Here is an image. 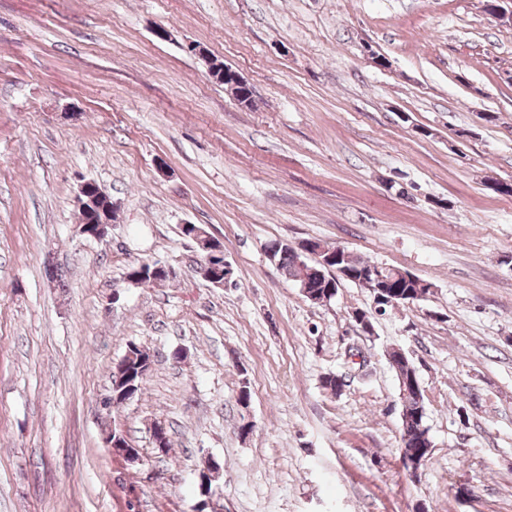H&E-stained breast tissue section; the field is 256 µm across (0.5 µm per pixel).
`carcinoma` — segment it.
I'll return each mask as SVG.
<instances>
[{"mask_svg": "<svg viewBox=\"0 0 512 512\" xmlns=\"http://www.w3.org/2000/svg\"><path fill=\"white\" fill-rule=\"evenodd\" d=\"M272 252L270 260L284 272L289 279L295 283H301L303 277L313 278L316 295L314 300L319 302L334 295L336 287V276L329 273V269L339 267L352 276V283L365 288L370 294L377 293L379 288H387L393 291V295L400 296L405 300L413 299L419 301L429 293L432 284L421 278L407 279L403 277L396 268L380 266L355 256L350 252L342 254L339 261H332L328 264L322 263L326 255L321 259L311 260L299 249L288 244L275 243L270 246ZM375 270L376 276L365 279L361 273L365 270ZM152 362L151 355L133 343L121 361V377L112 378V404L119 405L126 401L131 392L140 390L139 384L143 383L142 372L146 363ZM388 363L400 378L418 377L417 369L413 362L406 356L397 352L388 354ZM423 394L420 389H410L401 398V447L400 451L406 454L422 453L429 454L432 447L431 437L425 425Z\"/></svg>", "mask_w": 512, "mask_h": 512, "instance_id": "1", "label": "carcinoma"}]
</instances>
